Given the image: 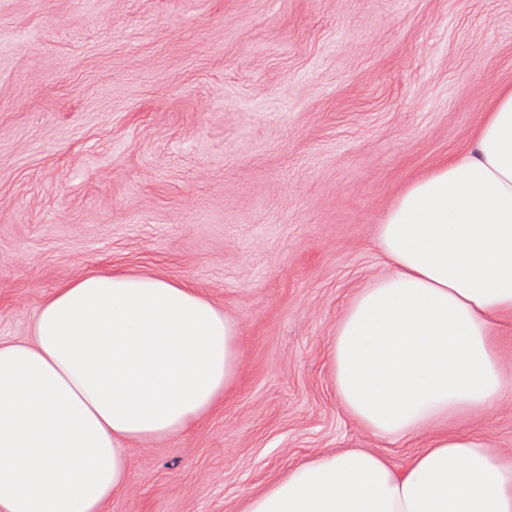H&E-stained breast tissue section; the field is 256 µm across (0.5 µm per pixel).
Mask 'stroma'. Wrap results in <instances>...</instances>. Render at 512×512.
I'll use <instances>...</instances> for the list:
<instances>
[{
    "label": "stroma",
    "mask_w": 512,
    "mask_h": 512,
    "mask_svg": "<svg viewBox=\"0 0 512 512\" xmlns=\"http://www.w3.org/2000/svg\"><path fill=\"white\" fill-rule=\"evenodd\" d=\"M512 87V0H0V342L57 288L156 274L241 325L206 419L130 444L107 512H238L339 448L328 349L383 214ZM475 430L512 450V394Z\"/></svg>",
    "instance_id": "1"
}]
</instances>
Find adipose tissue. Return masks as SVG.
Segmentation results:
<instances>
[{
	"label": "adipose tissue",
	"mask_w": 512,
	"mask_h": 512,
	"mask_svg": "<svg viewBox=\"0 0 512 512\" xmlns=\"http://www.w3.org/2000/svg\"><path fill=\"white\" fill-rule=\"evenodd\" d=\"M376 245L387 270L329 345L336 395L372 437L423 439L404 465L340 448L246 493L240 512H512V453L465 428L512 391L498 355L512 316V88L472 145L411 183ZM240 326L157 275L59 288L29 340L0 343V512H106L127 448L203 420L234 385Z\"/></svg>",
	"instance_id": "ef3b65f1"
}]
</instances>
